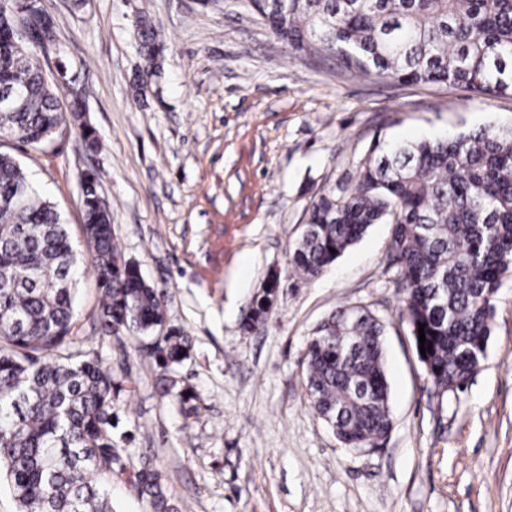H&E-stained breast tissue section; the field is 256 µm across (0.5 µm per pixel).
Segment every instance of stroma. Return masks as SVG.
I'll list each match as a JSON object with an SVG mask.
<instances>
[{"label": "stroma", "mask_w": 512, "mask_h": 512, "mask_svg": "<svg viewBox=\"0 0 512 512\" xmlns=\"http://www.w3.org/2000/svg\"><path fill=\"white\" fill-rule=\"evenodd\" d=\"M81 94L42 149L0 138L68 226L80 268L72 336L112 372V445L128 471H159L180 512H512V274L493 295L485 359L464 391L436 395L399 311L392 225H371L318 277L291 272L308 209L353 186L378 144L463 129H512V95L403 84L343 71L274 40L243 0H45ZM155 27L156 73L136 24ZM100 141L86 152L82 127ZM95 172L115 243L166 295L187 356L159 368L157 332L106 336L84 235V172ZM280 287L265 324L242 322L268 273ZM386 325L393 416L379 450L346 448L310 407L308 342L336 310Z\"/></svg>", "instance_id": "obj_1"}]
</instances>
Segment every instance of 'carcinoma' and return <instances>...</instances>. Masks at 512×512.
<instances>
[{
  "label": "carcinoma",
  "mask_w": 512,
  "mask_h": 512,
  "mask_svg": "<svg viewBox=\"0 0 512 512\" xmlns=\"http://www.w3.org/2000/svg\"><path fill=\"white\" fill-rule=\"evenodd\" d=\"M270 35L304 56L332 55L362 76L463 86L485 96L512 92V0H255ZM146 60L157 32L142 19ZM0 135L38 149L65 122L56 86L37 48L0 42ZM84 229L102 293L100 325L147 333L164 324L165 296L124 259L97 177H83ZM394 225L390 264L404 292L401 316L419 343L435 391L467 386L484 358L495 314L492 296L512 267V130L482 127L444 139L380 146L357 183L321 195L309 209L292 270L315 278L368 227ZM78 257L61 212L41 198L18 160L0 153V483L18 512H112L99 476L119 477L112 447V373L91 351L73 348ZM279 288L268 274L245 328L266 322ZM386 326L363 307H344L313 333L305 368L311 408L349 448L383 446L391 427L384 367ZM186 339L170 330L149 351L167 369ZM152 512H178L161 476L130 475Z\"/></svg>",
  "instance_id": "cac0c4a2"
}]
</instances>
